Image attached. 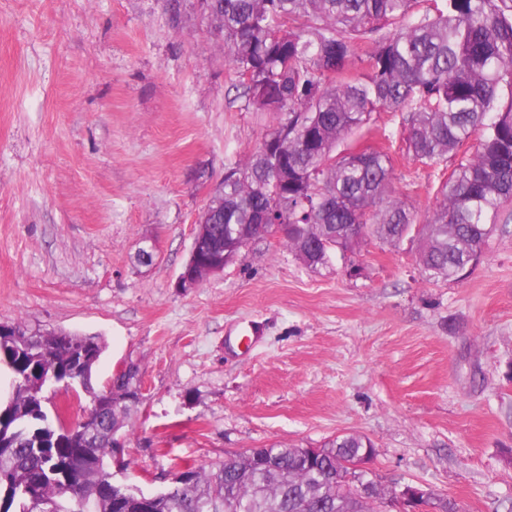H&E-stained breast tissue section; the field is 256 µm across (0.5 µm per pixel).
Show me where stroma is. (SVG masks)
Segmentation results:
<instances>
[{
    "mask_svg": "<svg viewBox=\"0 0 512 512\" xmlns=\"http://www.w3.org/2000/svg\"><path fill=\"white\" fill-rule=\"evenodd\" d=\"M236 81L199 0H0V322L101 337V387L139 364L117 482L356 433L385 490L512 512V223L457 281L427 278L414 231L315 270L272 233L178 288L225 168L275 123ZM378 125L351 148L391 141L426 219L448 165L407 157L400 114Z\"/></svg>",
    "mask_w": 512,
    "mask_h": 512,
    "instance_id": "35a3bbf8",
    "label": "stroma"
}]
</instances>
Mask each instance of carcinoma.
Listing matches in <instances>:
<instances>
[{
  "label": "carcinoma",
  "instance_id": "1",
  "mask_svg": "<svg viewBox=\"0 0 512 512\" xmlns=\"http://www.w3.org/2000/svg\"><path fill=\"white\" fill-rule=\"evenodd\" d=\"M238 77V97L277 116L260 146L230 164L216 194L212 241L241 240L280 224L306 266L353 251L368 233L397 241L418 223L396 195L392 155L355 151L375 112H398L406 154L425 166L457 156L421 225L420 265L454 281L476 264L496 225L512 221V0H201ZM393 30L386 31L387 27ZM375 48L350 76L358 41ZM0 335L12 393L0 401V512H378L355 494V459L372 443L345 434L309 461L288 445L229 455L176 472L171 487L140 499L114 481V441L133 431L140 370L97 389L96 336L38 334L22 321ZM88 395L72 422L52 416L45 385ZM425 512H460L429 492Z\"/></svg>",
  "mask_w": 512,
  "mask_h": 512
}]
</instances>
